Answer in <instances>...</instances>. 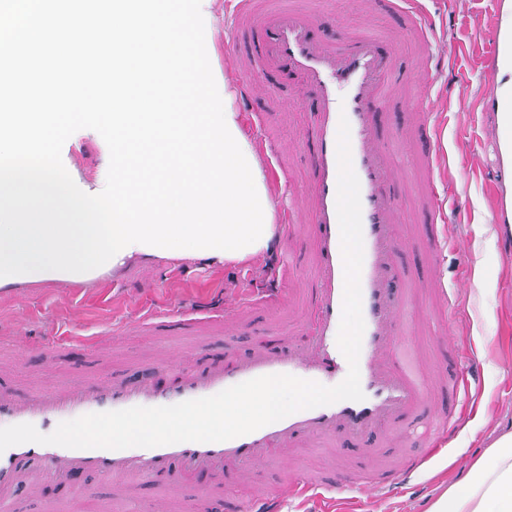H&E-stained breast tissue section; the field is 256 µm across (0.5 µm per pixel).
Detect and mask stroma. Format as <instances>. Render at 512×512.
Wrapping results in <instances>:
<instances>
[{
  "mask_svg": "<svg viewBox=\"0 0 512 512\" xmlns=\"http://www.w3.org/2000/svg\"><path fill=\"white\" fill-rule=\"evenodd\" d=\"M486 8L484 0H432L430 9L442 17L444 27L438 43L448 48L460 43L464 52L447 56L448 72L469 93H476L482 78L472 58L490 36L488 28L473 24V15ZM209 16L206 51L213 72L228 75L238 83L239 73L225 60L224 20L228 0H206ZM403 16L386 9L383 0H373L364 11L360 0H334L331 11L320 14L314 32L335 39L342 33L373 30L380 35L404 27ZM398 70L404 79L403 91L414 95L428 92L434 108L442 113L450 162L467 159L468 167L454 173V188L469 203L458 226L461 250L468 275L455 283L463 304L459 324H448V305L440 296L445 269L451 259L432 264L424 249L427 228L420 222L425 205L419 184L402 189L405 221L398 232L409 241L403 254L405 276L415 282L427 276V287H415L413 310L424 322L443 320L441 329L413 327L410 339L436 384L448 380L449 368L441 362L444 346L476 350L483 359V391L466 403L468 418L464 429L446 451L440 464L418 473L415 486L385 498L367 493L341 494L320 501L321 512H425L429 504L456 480L463 468L483 452L496 436V425L512 424V269L508 268L499 244H490L484 233L491 200L489 178L495 151L488 125L460 111L456 97L442 85L424 88L418 69V47L406 41L396 47ZM296 78L279 73L255 85L259 101L268 107L265 126L241 122L256 147L272 144L290 155L295 180L292 187L269 184L276 190L279 204H287L289 194H302L308 156L300 136L307 121V109L299 97L282 98L279 88L297 86ZM62 161L79 188L104 189L109 167V150L94 130L81 129L62 148ZM307 241L290 240L276 232L270 249L248 264L220 265L184 259L135 257L117 268L86 282L18 281L0 287V388L23 395L53 381L102 376L119 372L132 376L161 353L184 356L210 345L209 335L195 330H173L159 335L157 329L141 327L144 315L181 305L208 313H227L222 339L238 355H248L259 343L275 339L279 321L272 312L249 314L238 322L232 312L241 298L273 295L279 287L265 272L266 265H280L284 254L303 255ZM481 269L492 283L489 292L474 288L472 269ZM339 463L328 448H296L280 464H257L252 471L256 491L276 488L286 501L285 512H305L295 501L288 485L297 470L330 474Z\"/></svg>",
  "mask_w": 512,
  "mask_h": 512,
  "instance_id": "35a3bbf8",
  "label": "stroma"
}]
</instances>
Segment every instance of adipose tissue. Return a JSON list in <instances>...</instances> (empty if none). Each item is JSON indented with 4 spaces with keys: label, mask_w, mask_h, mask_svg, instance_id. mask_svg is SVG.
I'll return each instance as SVG.
<instances>
[{
    "label": "adipose tissue",
    "mask_w": 512,
    "mask_h": 512,
    "mask_svg": "<svg viewBox=\"0 0 512 512\" xmlns=\"http://www.w3.org/2000/svg\"><path fill=\"white\" fill-rule=\"evenodd\" d=\"M427 512H512V431L498 436Z\"/></svg>",
    "instance_id": "1"
}]
</instances>
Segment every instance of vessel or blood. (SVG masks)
Masks as SVG:
<instances>
[{
    "label": "vessel or blood",
    "mask_w": 512,
    "mask_h": 512,
    "mask_svg": "<svg viewBox=\"0 0 512 512\" xmlns=\"http://www.w3.org/2000/svg\"><path fill=\"white\" fill-rule=\"evenodd\" d=\"M225 30L231 36L227 56L234 68L251 71L254 64L297 76L307 92L309 118L304 137L310 144L307 189L302 203L283 210L285 231H292L299 211H307L305 228L309 251L304 266L311 287L304 298L287 291L275 300L245 302L241 313L268 306L284 326L277 345L260 344L247 357L232 348L196 351L190 363L164 356L132 380L122 374L105 378H77L53 383L19 396L0 390V427L21 423L37 430L90 413L136 406L157 407L215 395L247 380L289 374L332 387L347 375L348 363L337 345L344 295V264L337 214L339 124L348 121L353 169L360 184L363 265L360 275L361 311L365 324L358 360L364 400H342L293 413L251 433L223 442H182L153 448L71 449L24 443L0 453V512H16L21 486L53 483L73 485L78 476L94 473L121 489L150 483L179 499L185 485L206 479L208 490H223L224 512H283L279 494L243 497L236 490L255 463L274 462L290 449L312 443L330 448L359 449L361 463L343 467L340 476L320 479L299 474L291 483L296 496L320 500L357 487L381 497L392 496L410 484L413 475L446 449L464 423L460 401L479 391L480 360L469 354L456 368L448 385V405L428 413L438 387L419 365L409 344L411 290L399 270L406 242L397 226L404 208L398 187L420 182L425 187L423 223L432 225L428 252L432 260L458 250V238L449 232L451 216L461 215L466 203L459 194L441 196L446 186V156L439 123L431 113L429 95L406 97V105L421 115L411 130L426 147L415 166L400 165L390 147L391 134L381 119L387 94L396 90L395 55L381 39L364 31L342 41L314 36L316 15L304 6L261 8L257 0H233ZM491 9L480 22L493 32L491 42L475 56L481 65L483 87L477 96L460 95L464 112L493 113L499 161L490 184L491 221H512V98L500 95L495 73L500 63L512 61V0H490ZM390 9L408 17L404 29L391 41L412 36L422 46L424 84L436 83L446 72L437 57V20L423 0H388ZM261 32L265 47L258 60L240 48L252 32ZM157 327L219 329L223 319L179 308L167 316L147 317ZM308 341H301V333ZM393 430L420 432L421 447L398 454L394 464L377 465L381 449L372 437Z\"/></svg>",
    "instance_id": "vessel-or-blood-1"
}]
</instances>
